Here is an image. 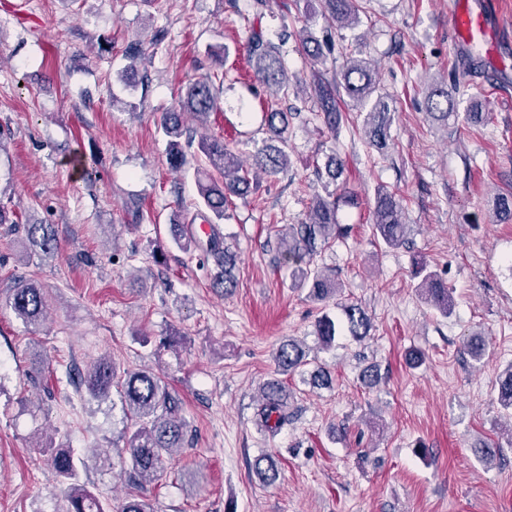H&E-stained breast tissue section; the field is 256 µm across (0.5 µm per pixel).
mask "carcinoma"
Returning <instances> with one entry per match:
<instances>
[{"instance_id": "cac0c4a2", "label": "carcinoma", "mask_w": 512, "mask_h": 512, "mask_svg": "<svg viewBox=\"0 0 512 512\" xmlns=\"http://www.w3.org/2000/svg\"><path fill=\"white\" fill-rule=\"evenodd\" d=\"M321 15L328 25L338 29H353L360 23L359 0H319ZM285 42H275L263 30H252L247 48L250 62L263 86L288 97L290 79L283 66ZM302 53L314 64L323 62L324 51H333L330 42L321 43L311 35L300 36ZM452 84L435 82L427 88L424 109L433 120L448 125L450 117L457 115L466 91L461 89L454 72H449ZM377 70L370 60L350 56L343 64V82L330 81L317 76L313 92L324 123L336 130L340 121L341 96H346L358 111L365 113L363 133L368 143L379 149L388 148L395 112L391 98L377 94ZM181 112H166L160 118V129L168 138L171 167L181 169L187 164L184 147H196V154L205 159L207 170L198 180L197 206L207 213L212 234L203 243L185 230L183 224H173L174 244L183 251L202 249L216 260L219 271L214 277L216 285L229 292L236 286L233 273L235 255L218 231V225L227 217L231 198L243 197L257 187L243 169V152L224 144V140L205 132L195 138L188 134L186 117L192 116L204 123L218 108V97L211 79L203 78L185 88ZM292 113L273 110L266 113L269 137L262 147L251 154L255 171L275 176L288 168L287 138ZM358 205L357 195L338 186L325 195L313 197L305 220L287 224L278 230L277 243L281 259L291 268L293 287L307 291L308 297L340 309L335 318L323 310L315 322L319 346L329 349L336 337L350 336L362 340L372 329L371 318L365 309L340 298L341 284L313 264L314 256L326 245L348 236L350 227L339 221L340 204ZM0 224H9L25 233L29 247L45 254L57 250L55 232L49 224H19L10 218L8 209L0 205ZM372 234L388 248H397L407 241L410 225L406 224L400 198L379 187L375 193L372 211ZM414 276L420 279L417 288L425 302L446 317L453 305L452 295L438 273L420 259L415 262ZM50 306L49 291L31 279H20L0 296V308L10 310L26 326L43 322ZM485 339L470 335L463 345V353L476 362L485 356ZM309 347L294 338L279 342L272 353L275 365L272 377L259 387L257 419L261 428L271 434L279 433L288 422V388L283 377L303 370L308 365ZM81 382L93 398L105 400L116 391L124 419L123 431L126 457L122 465L126 480L135 486H144L159 480L167 470L168 461L185 448L189 439V424L182 415V401L163 377L152 370L118 371L116 364L106 355L91 362ZM498 402L512 410V367L505 368L498 379ZM54 469L58 481L65 486V505L55 512H108L99 496L87 489L80 480L78 465L71 451L54 443L48 437L41 443ZM254 472L263 480L276 477L273 457L261 455L252 464ZM117 512H153L145 499L130 496Z\"/></svg>"}]
</instances>
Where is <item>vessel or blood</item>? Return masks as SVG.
<instances>
[{
    "instance_id": "b4317fda",
    "label": "vessel or blood",
    "mask_w": 512,
    "mask_h": 512,
    "mask_svg": "<svg viewBox=\"0 0 512 512\" xmlns=\"http://www.w3.org/2000/svg\"><path fill=\"white\" fill-rule=\"evenodd\" d=\"M496 0H456L454 21L461 42L486 58L498 54L499 28L495 23Z\"/></svg>"
}]
</instances>
